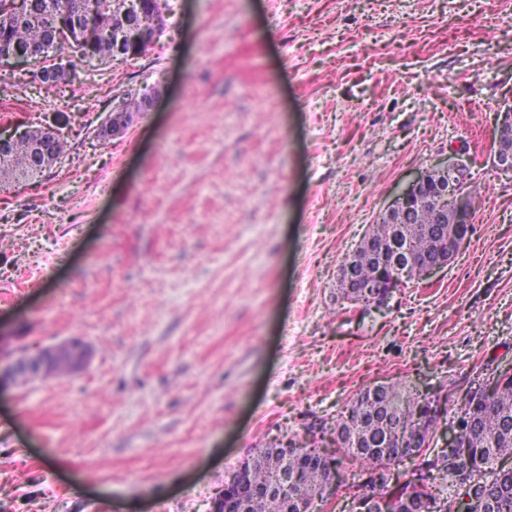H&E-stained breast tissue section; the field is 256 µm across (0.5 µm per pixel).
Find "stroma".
<instances>
[{"mask_svg":"<svg viewBox=\"0 0 512 512\" xmlns=\"http://www.w3.org/2000/svg\"><path fill=\"white\" fill-rule=\"evenodd\" d=\"M136 58L40 88L0 66V132L58 125L0 183V363L77 337V373L0 388V512H210L258 449L402 378L462 400L512 371V0H169ZM152 90L116 139L97 129ZM468 164L473 232L387 307L336 276L415 174ZM339 455L315 512H358ZM44 128L47 133L46 138ZM18 135L19 134L2 136L0 133V152H8V171L10 172V176L17 180H20L22 177L26 178L29 175H33V171L37 169V161L39 164L38 168L41 171L51 167L60 158L55 151L59 154H63L67 148V141L58 140L55 143V141L61 137V133L55 126L39 127L28 130L23 136L16 140ZM43 138H45V145L42 147V153L36 161L38 144L42 142ZM51 142L55 143V150H51Z\"/></svg>","mask_w":512,"mask_h":512,"instance_id":"obj_1","label":"stroma"}]
</instances>
